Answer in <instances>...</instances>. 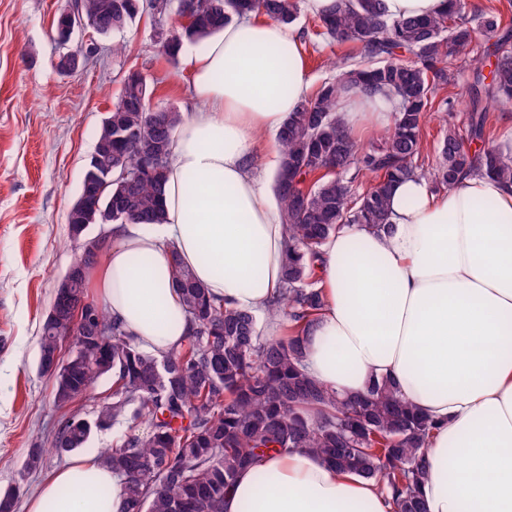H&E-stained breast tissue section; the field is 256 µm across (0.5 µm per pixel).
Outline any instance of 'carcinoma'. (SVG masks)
<instances>
[{
	"label": "carcinoma",
	"instance_id": "cac0c4a2",
	"mask_svg": "<svg viewBox=\"0 0 512 512\" xmlns=\"http://www.w3.org/2000/svg\"><path fill=\"white\" fill-rule=\"evenodd\" d=\"M435 16L391 20L382 0H337L319 17L322 34L355 50L345 54L336 79L321 85L282 125L281 165L275 190L286 232L283 288L266 310L286 319L283 336H264L254 314L213 299L190 270L176 266L173 287L189 318L183 341L158 358L134 344L104 305L88 298L85 272L104 248L100 237L83 234L70 266L79 271L69 297L54 296L38 340V368L54 382V404L62 409L91 395L110 376L112 394L89 416L74 412L52 432L50 447L63 455L86 447L98 429L127 424L112 448L99 457L122 481L125 512H224V496L238 474L269 452L303 450L336 468L377 477L394 496L397 512H427L420 486L426 470L431 420L406 402L394 383L375 381L356 397H342L304 369V337L323 308L314 262L324 242L349 224L387 232L391 187L413 175H430L451 187L467 175L485 174L512 183V158L488 144V110L512 106V53L502 50L509 30L491 5L476 6L463 18V0H445ZM192 22L158 40V50L176 61L184 43L202 45L233 17L249 12L293 23L299 0H187ZM74 14H59L62 27L95 19L97 34L120 32L145 9L142 0H74ZM492 41L490 76L475 69L466 96L465 131L448 128L438 146L436 166L419 162L429 112H451L455 93L452 61L467 54L477 37ZM350 89L386 92L398 100L393 126L381 143L366 146L337 112L339 96ZM183 123L176 108L153 102L145 76L128 72L112 110L102 121L81 180L94 171V200L79 224H160L162 188L174 138ZM373 174L358 193L353 184ZM86 304L94 322L74 335L79 318L73 306ZM74 336L67 359L54 370L46 354L61 351ZM46 449L34 444L24 469L43 466Z\"/></svg>",
	"mask_w": 512,
	"mask_h": 512
}]
</instances>
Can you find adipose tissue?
<instances>
[{
	"label": "adipose tissue",
	"instance_id": "ef3b65f1",
	"mask_svg": "<svg viewBox=\"0 0 512 512\" xmlns=\"http://www.w3.org/2000/svg\"><path fill=\"white\" fill-rule=\"evenodd\" d=\"M200 107L185 120L164 186L163 223L118 224L86 273L143 350L162 356L189 328L173 288L180 258L227 307L260 315L282 286L281 208L267 182L277 137L307 98L294 26L236 18L186 59ZM394 98L343 94L350 129L387 125ZM391 232L353 224L318 261L325 309L305 368L344 396L387 378L436 423L421 486L428 512H512V184L473 175L446 191L415 175L390 194ZM119 479L81 456L39 490L29 512H122ZM224 512H396L377 478L299 450L240 473Z\"/></svg>",
	"mask_w": 512,
	"mask_h": 512
}]
</instances>
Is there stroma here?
Instances as JSON below:
<instances>
[{"label":"stroma","instance_id":"1","mask_svg":"<svg viewBox=\"0 0 512 512\" xmlns=\"http://www.w3.org/2000/svg\"><path fill=\"white\" fill-rule=\"evenodd\" d=\"M66 0H0V490H18L16 512L40 485L69 463L47 453L41 470L22 475L34 441L49 444L59 417L54 386L37 368L41 326L54 289L69 266L75 242L66 215L75 202L95 132L116 100L128 70L140 71L154 101L182 114L193 110L184 61L160 55V31L177 25L175 10L145 12L123 32L99 39L89 63L70 73L57 66L53 21ZM319 19L300 11L295 22L312 88L334 80L345 46L317 36ZM125 46L113 54L114 43ZM485 43L459 58L450 113H429L424 147L436 156L448 126L465 127L464 91L475 67H488Z\"/></svg>","mask_w":512,"mask_h":512}]
</instances>
